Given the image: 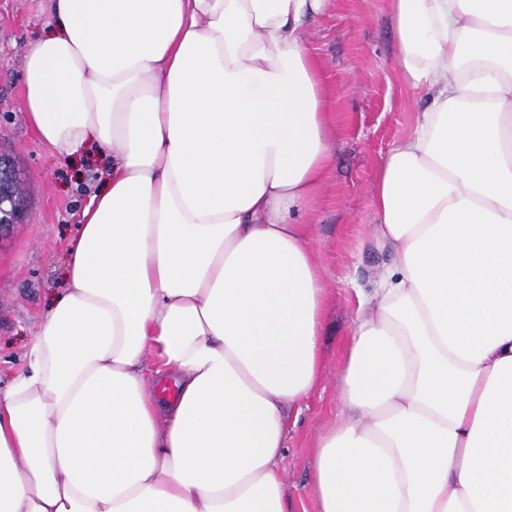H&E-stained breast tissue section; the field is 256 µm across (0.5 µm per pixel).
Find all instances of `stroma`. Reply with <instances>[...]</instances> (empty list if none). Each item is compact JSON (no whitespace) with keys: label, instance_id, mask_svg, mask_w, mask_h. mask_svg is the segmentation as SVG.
I'll list each match as a JSON object with an SVG mask.
<instances>
[{"label":"stroma","instance_id":"35a3bbf8","mask_svg":"<svg viewBox=\"0 0 512 512\" xmlns=\"http://www.w3.org/2000/svg\"><path fill=\"white\" fill-rule=\"evenodd\" d=\"M45 0H0V152L10 153L24 178L22 220L0 237V389L28 367V343L65 285L76 215L98 190L107 158L67 161L30 128L22 107L27 43L50 27ZM333 92L330 165L317 203L304 217L317 269L332 300L322 338L323 372L289 426L281 462L290 496L316 512L304 492L319 435L340 421L338 388L343 348L358 289L370 288L389 263L372 240L375 172L386 154L414 130L426 105L398 64L388 0H333L305 29Z\"/></svg>","mask_w":512,"mask_h":512}]
</instances>
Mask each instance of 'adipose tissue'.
<instances>
[{
	"label": "adipose tissue",
	"instance_id": "1",
	"mask_svg": "<svg viewBox=\"0 0 512 512\" xmlns=\"http://www.w3.org/2000/svg\"><path fill=\"white\" fill-rule=\"evenodd\" d=\"M331 0H49L27 121L111 155L27 370L0 391V512H296L279 466L331 295L305 214ZM430 101L380 162L376 245L317 512H512V0H389ZM173 381L174 397L147 381Z\"/></svg>",
	"mask_w": 512,
	"mask_h": 512
}]
</instances>
